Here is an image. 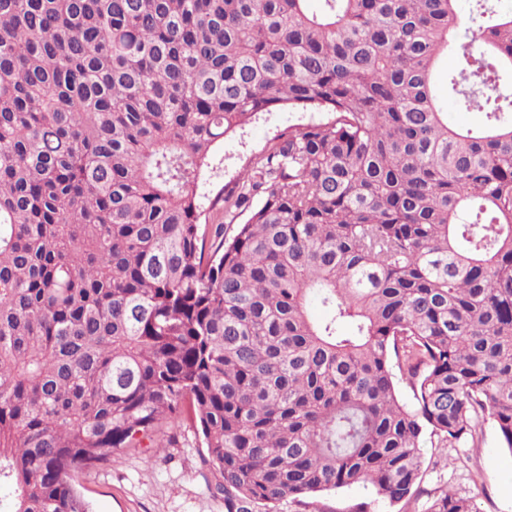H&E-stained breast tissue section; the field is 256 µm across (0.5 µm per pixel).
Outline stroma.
I'll return each instance as SVG.
<instances>
[{
	"label": "stroma",
	"instance_id": "1",
	"mask_svg": "<svg viewBox=\"0 0 512 512\" xmlns=\"http://www.w3.org/2000/svg\"><path fill=\"white\" fill-rule=\"evenodd\" d=\"M310 118L307 112L265 113L243 134L225 137L215 149V170L201 180L202 193L214 197L275 135ZM202 453L189 430L158 453L124 448L112 463L79 473L78 488L92 512H224L223 495L209 488L214 478L201 462ZM425 456L426 493L411 503L390 502L372 486L356 484L281 503L278 512H350L359 503L367 512H427L430 491L441 486L472 501L477 512H512V452L500 447L493 425H486L478 447H429Z\"/></svg>",
	"mask_w": 512,
	"mask_h": 512
}]
</instances>
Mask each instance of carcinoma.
<instances>
[{"label":"carcinoma","mask_w":512,"mask_h":512,"mask_svg":"<svg viewBox=\"0 0 512 512\" xmlns=\"http://www.w3.org/2000/svg\"><path fill=\"white\" fill-rule=\"evenodd\" d=\"M308 2L0 0L8 512H91L78 472L186 423L224 512L408 501L425 443L488 421L512 452V11ZM450 51L483 128L436 96ZM285 109L326 117L203 203L216 146ZM458 56L455 54L448 53V56L442 58L440 62V72L442 78L440 83L438 84V91L447 99V80L446 74L448 71L455 69L458 65ZM445 111L448 112V123L461 130L466 129H475L480 127L485 120V115L483 112H479L478 110H465L451 102H445ZM432 496L422 495L411 500L409 506L404 502L390 503L378 496L371 485L356 484L317 495L300 498L302 502L281 503L278 512H349L356 504L366 503L367 512H427Z\"/></svg>","instance_id":"carcinoma-1"}]
</instances>
